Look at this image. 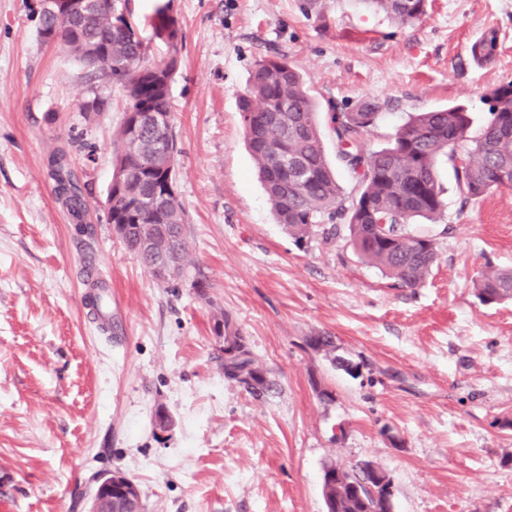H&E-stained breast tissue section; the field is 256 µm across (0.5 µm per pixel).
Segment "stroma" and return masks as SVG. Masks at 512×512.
Here are the masks:
<instances>
[{
    "label": "stroma",
    "instance_id": "obj_1",
    "mask_svg": "<svg viewBox=\"0 0 512 512\" xmlns=\"http://www.w3.org/2000/svg\"><path fill=\"white\" fill-rule=\"evenodd\" d=\"M163 4L182 36L169 93L202 293L158 282L107 221L123 91L41 41L40 0H0V512H86L95 477L115 470L144 512H326L324 468L366 464L387 475L392 512H512V299L483 304L472 285L512 269V188L464 201L441 162L444 219L410 227L438 260L397 288L345 236H288L238 108L255 62L287 55L355 196L332 114L378 102L372 150L448 104L479 135L488 94L512 83V0H429L406 25L363 0H323L318 16L299 0H127L126 15L141 26ZM489 25L499 53L480 66L470 46ZM95 96L105 109L85 114ZM60 149L88 203L81 224L54 194ZM89 261L112 291L108 332L90 312ZM218 309L262 365L263 393L225 382Z\"/></svg>",
    "mask_w": 512,
    "mask_h": 512
}]
</instances>
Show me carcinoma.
Instances as JSON below:
<instances>
[{"mask_svg":"<svg viewBox=\"0 0 512 512\" xmlns=\"http://www.w3.org/2000/svg\"><path fill=\"white\" fill-rule=\"evenodd\" d=\"M399 24L420 22L428 0H363ZM53 0H43L38 35L121 87L127 109L118 132L120 151L112 176V229L155 279L166 261L177 264V279L189 277L188 217L180 198L168 194L169 171L176 169L178 147L173 132L169 83L179 64L175 17L159 7L149 19L151 39L168 47L166 60L145 62L149 42L128 22L117 0H85L75 22L59 23ZM499 31L483 30L470 47L480 65L495 62ZM491 119L483 132L470 136L471 115L463 105L418 112L403 124L391 143L366 148L364 135L378 111L365 99L353 111L334 117L336 156L358 177V196H345L329 165L317 125V107L301 74L276 53L256 62L239 112L248 147L256 161L276 220L295 242L313 237L330 243L338 222L347 226L349 242L367 263L380 268L400 288L420 286L437 260L432 238L414 235L418 219L443 220L445 203L438 178L441 159L453 167L465 200L512 182V83L489 94ZM51 178L64 185V205L83 220L86 201L72 179L67 153L55 152ZM485 304L512 298V270H489L474 282ZM224 380L252 394L267 387L265 371L231 318L214 319ZM386 475L374 483L377 497L361 499L341 481L332 512H368L384 508Z\"/></svg>","mask_w":512,"mask_h":512,"instance_id":"carcinoma-1","label":"carcinoma"}]
</instances>
